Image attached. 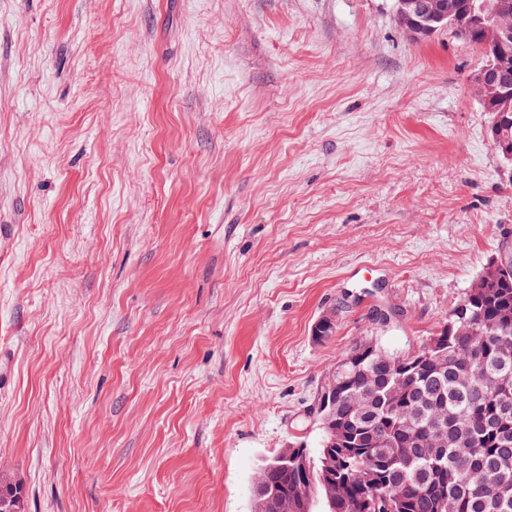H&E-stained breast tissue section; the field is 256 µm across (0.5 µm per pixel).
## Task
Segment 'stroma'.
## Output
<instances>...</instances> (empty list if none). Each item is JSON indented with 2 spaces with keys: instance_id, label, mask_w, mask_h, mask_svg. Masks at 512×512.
Listing matches in <instances>:
<instances>
[{
  "instance_id": "1",
  "label": "stroma",
  "mask_w": 512,
  "mask_h": 512,
  "mask_svg": "<svg viewBox=\"0 0 512 512\" xmlns=\"http://www.w3.org/2000/svg\"><path fill=\"white\" fill-rule=\"evenodd\" d=\"M481 61L394 0H0V476L27 512H252L341 352L432 336L512 230Z\"/></svg>"
}]
</instances>
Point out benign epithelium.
<instances>
[{
  "instance_id": "7a95c632",
  "label": "benign epithelium",
  "mask_w": 512,
  "mask_h": 512,
  "mask_svg": "<svg viewBox=\"0 0 512 512\" xmlns=\"http://www.w3.org/2000/svg\"><path fill=\"white\" fill-rule=\"evenodd\" d=\"M512 14V0H470L459 12L454 31L470 38L479 32L483 43L481 51L494 52L495 65L476 70L471 84L481 93L484 109L498 115L512 110V28L499 24V17ZM395 17L398 25L415 41L424 42L448 25V0H397ZM441 340L433 337L422 347L395 359L386 360L395 384L389 397H397L401 388L417 378L421 356H431L438 350Z\"/></svg>"
}]
</instances>
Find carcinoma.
<instances>
[{
    "mask_svg": "<svg viewBox=\"0 0 512 512\" xmlns=\"http://www.w3.org/2000/svg\"><path fill=\"white\" fill-rule=\"evenodd\" d=\"M438 355L397 406L386 364L347 369L338 409L353 436L377 448L317 456L292 446L260 465L254 512H294L318 493L324 512H512V269L468 288L448 315ZM441 427L448 447L424 442ZM0 512H24L17 485H0Z\"/></svg>",
    "mask_w": 512,
    "mask_h": 512,
    "instance_id": "carcinoma-1",
    "label": "carcinoma"
}]
</instances>
